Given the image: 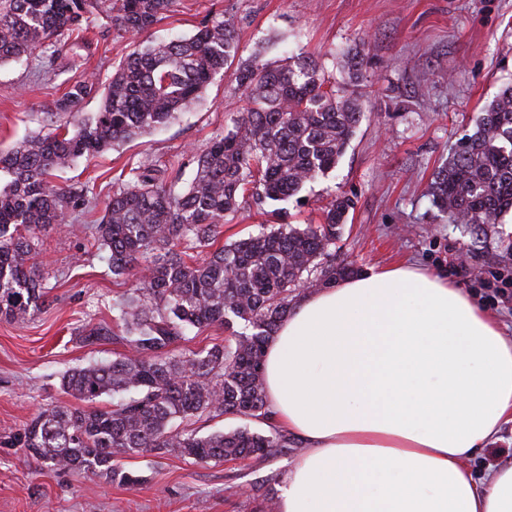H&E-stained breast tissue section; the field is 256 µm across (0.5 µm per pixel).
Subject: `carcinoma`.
Returning a JSON list of instances; mask_svg holds the SVG:
<instances>
[{"label": "carcinoma", "instance_id": "cac0c4a2", "mask_svg": "<svg viewBox=\"0 0 512 512\" xmlns=\"http://www.w3.org/2000/svg\"><path fill=\"white\" fill-rule=\"evenodd\" d=\"M175 0H0V64L27 63L52 46L47 74L80 66L91 53L87 15L107 29L149 34ZM68 38L58 39L62 32ZM236 25L205 19L188 37L148 43L113 66L108 87L93 78L68 85L46 112L53 129L0 150V319L24 323L44 305L43 273L34 262L39 239L70 231V213L89 201L84 187L59 186L51 172L165 126L198 99L232 61L245 108L232 129L194 157L193 180L179 185L156 164L129 168L85 227L106 253L112 278L138 281L112 305L121 333L95 326L83 340L108 336L125 349L111 361L65 372L63 392L84 402L112 397L105 408L53 406L26 423L22 447L49 467L105 482L137 486L143 477L115 467L140 452L194 463L251 461L288 447L275 425L206 436L191 421L232 412L269 421L263 349L301 288H323L355 273L328 263L353 201L332 199L323 222L260 225L257 233L220 247L219 228L241 210L264 211L325 175L345 153L363 112L359 97L325 77L316 60L296 55L269 63L255 50L236 59ZM101 95L91 116L81 104ZM434 206L472 238L497 233L512 209V85L482 108L431 185ZM224 340L189 354L175 346L213 327Z\"/></svg>", "mask_w": 512, "mask_h": 512}]
</instances>
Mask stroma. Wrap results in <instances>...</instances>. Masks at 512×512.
Returning <instances> with one entry per match:
<instances>
[{
	"label": "stroma",
	"mask_w": 512,
	"mask_h": 512,
	"mask_svg": "<svg viewBox=\"0 0 512 512\" xmlns=\"http://www.w3.org/2000/svg\"><path fill=\"white\" fill-rule=\"evenodd\" d=\"M222 13L236 18L241 57L259 48L271 62L303 54L340 86L347 80L345 53L360 47L367 95L363 119L336 169L306 184L286 212L274 204L263 215L242 210L223 225L219 243L288 214L300 224L318 222L323 206L347 195L355 206L342 227L336 262L361 271L406 260L446 273L454 283L462 263L474 276L466 293L483 295L503 285L512 294V212L494 238L476 244L429 194L439 167L473 133L482 107L512 82V0H176L153 36L190 34ZM90 29L98 48L76 71L49 78L35 76L30 64L0 65V149L48 132L46 105L70 82L107 78L133 49L129 37L107 31L99 16H92ZM243 106L230 76L217 75L162 131L54 172L57 183L89 188L93 204L71 215L78 232L42 239L36 260L48 291L45 307L23 324L0 320V512H258L248 485L285 473L296 457L286 449L246 464H196L135 454L121 461L144 478L131 488L48 468L19 442L25 423L40 411L75 405L59 388L62 373L121 351L109 341L79 339L85 326H112L113 301L136 285L113 280L82 225L97 223L132 164L154 161L190 180L193 157L231 129Z\"/></svg>",
	"instance_id": "1"
}]
</instances>
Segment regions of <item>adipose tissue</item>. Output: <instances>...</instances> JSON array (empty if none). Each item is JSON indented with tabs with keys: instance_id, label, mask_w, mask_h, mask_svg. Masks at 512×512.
<instances>
[{
	"instance_id": "ef3b65f1",
	"label": "adipose tissue",
	"mask_w": 512,
	"mask_h": 512,
	"mask_svg": "<svg viewBox=\"0 0 512 512\" xmlns=\"http://www.w3.org/2000/svg\"><path fill=\"white\" fill-rule=\"evenodd\" d=\"M277 427L304 451L278 512H512V337L446 275L373 267L305 295L263 356ZM498 462V461H512V432L508 430L502 434L500 440L495 441L488 448H485L480 454L469 462L470 467L474 470L482 471V462Z\"/></svg>"
}]
</instances>
